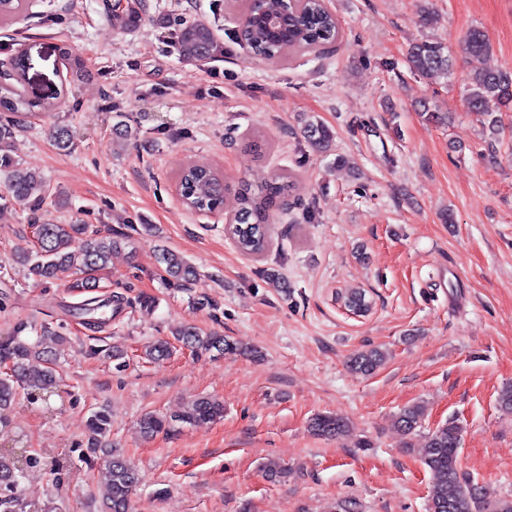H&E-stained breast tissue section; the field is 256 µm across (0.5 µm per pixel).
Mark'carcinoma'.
Returning <instances> with one entry per match:
<instances>
[{"mask_svg": "<svg viewBox=\"0 0 512 512\" xmlns=\"http://www.w3.org/2000/svg\"><path fill=\"white\" fill-rule=\"evenodd\" d=\"M140 21L139 11L132 6L115 7L112 22L120 28L135 26ZM236 40L256 57L275 61L290 51L311 52L334 43L339 37L336 18L326 9L322 0H243L242 20L235 33ZM173 43L186 60L208 61L224 57V41L218 39L211 25L202 20L181 19L172 32ZM487 35L478 29L469 31L465 50L472 56L488 52ZM411 72L420 76H448L454 68V58L440 41L424 40L412 46L408 56ZM469 111L481 117L485 143L491 153H497L502 143V114L512 112V68L485 69L474 72L467 89ZM0 110L23 117L32 112H47L49 105L40 97L29 98L9 84H0ZM112 133L119 141H127L133 130L124 113L116 114ZM19 123H0V172L5 174L6 194L0 199L26 205L33 211L43 206L64 208L66 200L53 192L47 179L38 171L23 166L16 160L11 147ZM303 137L312 151H331L334 134L328 126L310 120ZM180 195L184 203L195 211L205 212L220 207L228 188L223 179L209 166L189 164L179 177ZM288 177L280 175L259 183H245L237 194L238 209L228 233L240 251L259 254L268 245L270 213L284 205L289 192ZM31 228L40 245L15 250L13 261L26 270V277L36 284H54L63 281V287L81 296L68 305L70 316L85 328L97 332L112 324L131 304L122 293L100 291V276L108 268L112 251L121 246L118 238L89 231L88 225L77 222L57 224L43 222ZM85 237L79 250L72 247L75 238ZM158 263L164 281L170 288H186L197 278L196 267L182 254L161 248ZM33 333L32 340L28 334ZM176 341L196 354L217 352L219 355H254L256 350L242 347L228 337L215 332L204 333L194 326L184 325L175 333ZM50 338L61 345L66 337L51 323L36 325L20 320L13 326L11 337L0 343V408L11 404L23 389L35 401L49 402L61 381L56 359L43 347ZM172 353L171 343L157 341L145 348L150 360H163ZM387 354L372 347L353 354L348 368L364 376L375 373ZM224 417V404L216 399L200 397L191 401L177 415L146 413L138 421L140 434L151 439L171 429L173 424L194 425L216 422ZM425 410L420 404L403 409L394 420V427L411 435L423 427ZM309 428L317 436L333 438L341 435L347 422L332 414L319 413L310 419ZM87 453L103 460L105 469L104 505L106 512H132V495L139 483L138 471L115 448L103 443L111 431V418L104 410L94 412L88 420ZM462 428L450 420L427 436L423 463L430 474L428 512H512L511 498H492L459 468ZM23 472V462L14 456L0 455V497L3 512H12L15 499L9 495Z\"/></svg>", "mask_w": 512, "mask_h": 512, "instance_id": "obj_1", "label": "carcinoma"}]
</instances>
